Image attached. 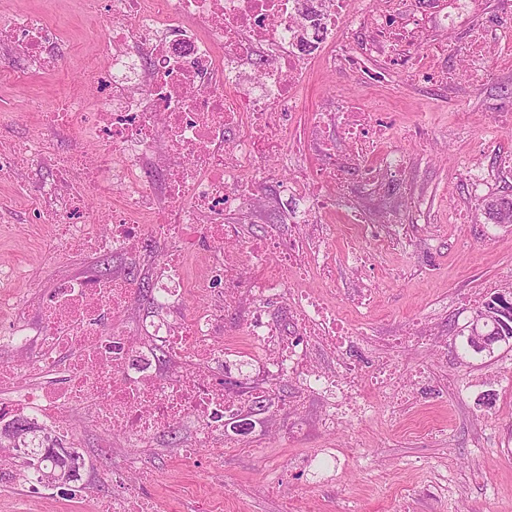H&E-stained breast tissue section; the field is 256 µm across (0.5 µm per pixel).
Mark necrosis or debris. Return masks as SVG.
Returning <instances> with one entry per match:
<instances>
[{
    "instance_id": "obj_1",
    "label": "necrosis or debris",
    "mask_w": 512,
    "mask_h": 512,
    "mask_svg": "<svg viewBox=\"0 0 512 512\" xmlns=\"http://www.w3.org/2000/svg\"><path fill=\"white\" fill-rule=\"evenodd\" d=\"M474 0H108L105 44L111 97L90 105L75 96L54 126L94 136L102 148L54 157L50 141L36 135L30 153L54 158L57 178L41 201L47 222L67 225L47 253L71 260L102 252L127 253L152 240L162 249L155 276L158 308L197 297L188 318L143 322L132 314L133 289L122 273L110 279L69 275L54 281L42 300V318L29 325L13 289L20 273L0 268V349L13 354L0 363V418L25 414L56 425L74 441V412L99 435V455L110 461L98 481L124 483L139 469L138 449L154 445L157 432L188 425L181 450L195 462L212 452L211 467L224 453V420L238 412L239 396L228 392L215 367L223 365L224 342L215 335L229 310L244 313L243 333L253 367L252 399L272 384L290 380L300 398L323 405L322 427L373 417L362 390H385L402 398L396 368L379 358L357 368L320 370L314 351L336 353L353 328L323 300L299 288L301 270L331 276L324 248L335 221L368 244L351 251L354 265L406 243L400 225L419 208L367 212L363 201L381 194L401 173L406 157L390 142L395 128L376 112L349 101L335 109H306L303 88L313 60L328 71L352 65L350 48L362 50L386 71L434 85L450 84L438 64L460 54L470 88L493 80L492 43L512 42V27L470 23ZM439 28L466 32L465 41L439 45L428 38ZM14 52L31 66L58 69L52 47L57 29L24 16L0 22ZM307 112L318 143V162L295 172L290 147L293 121ZM275 163H267L268 154ZM159 169V187L147 184L144 165ZM279 188L288 221L305 224V237L272 233L242 243L239 255L225 242L235 230L228 215L256 214L262 205L257 180ZM120 205H113V191ZM96 200L97 219H86ZM273 265L274 274L249 279L244 265ZM285 304L295 316V335L283 334L266 313L268 302ZM167 353L158 362L157 350ZM64 367L63 387L39 383Z\"/></svg>"
}]
</instances>
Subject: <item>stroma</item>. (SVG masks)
Segmentation results:
<instances>
[{
    "mask_svg": "<svg viewBox=\"0 0 512 512\" xmlns=\"http://www.w3.org/2000/svg\"><path fill=\"white\" fill-rule=\"evenodd\" d=\"M30 13L61 27L64 63L52 74H24L13 53L0 50V143L21 148L41 131L61 153L78 145L97 149L96 140H77L68 129L40 128L28 103L36 97L45 111L58 112L77 87L89 100L103 101V88L85 85L83 71L108 37L107 17L88 15L84 0H56L50 10L44 0H0V18ZM491 53L499 77L456 98L397 75L377 81V65L369 60L356 75L315 72L304 90L310 108L346 98L390 113L408 167L386 199L394 206L410 195L421 200L408 226L409 245L361 269L346 261L353 239L337 231L326 249L332 283L310 277L305 285L319 296L332 287V308L372 335L369 343L352 337L345 348L344 359L356 365L370 362L413 320L425 321L432 330L428 344L407 346L393 359L429 366L430 384L396 408L384 394L366 391L377 415L327 431L319 422L320 400L295 403L294 384L281 382L264 404L243 408L233 427L242 445L225 448L219 469L209 468L206 449L187 467L177 450L188 433L168 426L155 447L139 449L143 474L127 479L161 512H512V346L496 345L488 357L462 349L477 312L470 297L512 293V225L490 223L480 206L482 198L512 194V166L503 164L512 157V130L476 143L485 123L512 119V47L495 46ZM469 159L491 172L479 197L463 173ZM53 177L48 161L30 165L22 180L0 174V264L23 270L14 288L33 323L55 275L75 269L93 275L100 264L96 256L53 261L41 246V236L54 227L32 201ZM452 201L462 205L464 223L449 221ZM365 281L377 284L379 298L363 315L351 309L348 297ZM78 439L86 462L81 482L33 496L1 478L0 512H93L83 487L99 498L121 494L120 486L96 481L105 461L97 455L93 427L81 424ZM310 456L318 457L317 466H307Z\"/></svg>",
    "mask_w": 512,
    "mask_h": 512,
    "instance_id": "1",
    "label": "stroma"
}]
</instances>
